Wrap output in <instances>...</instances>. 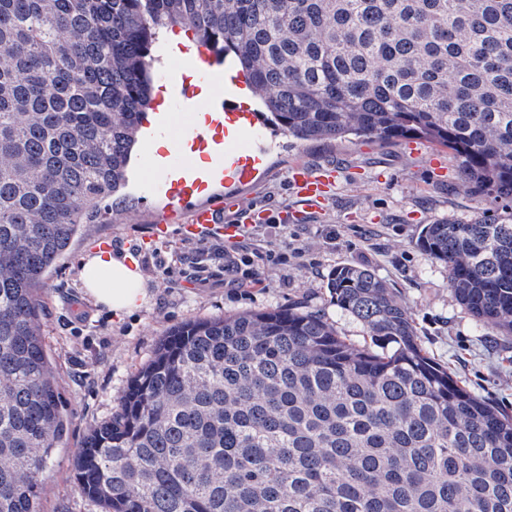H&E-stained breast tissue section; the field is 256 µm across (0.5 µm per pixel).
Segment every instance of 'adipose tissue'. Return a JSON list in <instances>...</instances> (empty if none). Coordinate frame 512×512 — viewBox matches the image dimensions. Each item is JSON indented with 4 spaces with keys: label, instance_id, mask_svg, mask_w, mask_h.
Here are the masks:
<instances>
[{
    "label": "adipose tissue",
    "instance_id": "obj_1",
    "mask_svg": "<svg viewBox=\"0 0 512 512\" xmlns=\"http://www.w3.org/2000/svg\"><path fill=\"white\" fill-rule=\"evenodd\" d=\"M80 277L86 295L120 319L146 308L153 298L138 262L126 254H86Z\"/></svg>",
    "mask_w": 512,
    "mask_h": 512
}]
</instances>
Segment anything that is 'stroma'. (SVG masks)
Instances as JSON below:
<instances>
[{"label": "stroma", "instance_id": "stroma-1", "mask_svg": "<svg viewBox=\"0 0 512 512\" xmlns=\"http://www.w3.org/2000/svg\"><path fill=\"white\" fill-rule=\"evenodd\" d=\"M265 135V169L253 187L242 191L241 211L224 216L227 223L241 224L251 208L269 214L266 224L252 229L256 284L228 288L219 273L205 285L194 280L189 257L195 244L180 230L185 209L171 218L167 238L153 241L152 226L166 211L167 200L141 189L142 172L152 162V148L143 140L135 152L141 170L129 172L111 223L85 225L50 272L39 320L68 431L43 474V512H103L82 493L74 462L85 436L115 415L130 381L173 328L196 319L297 307L363 343L362 324L330 300L327 278L339 264L369 268L386 281L412 317L425 352L476 397L512 414V336L500 335L465 309L448 285L447 266L418 245L424 225L465 221L495 207L474 191L451 151L425 141L413 151L405 140L363 138L298 146L273 130ZM297 162L314 168L336 165L340 178L333 200L303 223L290 224L281 213L300 204L289 181ZM102 242L132 253L154 293L147 309L121 321L81 286L80 260ZM269 252L284 255L285 263L267 264ZM159 257L166 259L168 271L156 268Z\"/></svg>", "mask_w": 512, "mask_h": 512}]
</instances>
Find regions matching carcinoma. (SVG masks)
<instances>
[{"label": "carcinoma", "instance_id": "carcinoma-1", "mask_svg": "<svg viewBox=\"0 0 512 512\" xmlns=\"http://www.w3.org/2000/svg\"><path fill=\"white\" fill-rule=\"evenodd\" d=\"M232 57L296 144L417 138L498 203L427 224L457 300L512 335V0H0V512H41L67 433L47 273L108 224L163 29ZM295 308L172 330L76 458L104 512H512V416L426 355L369 269Z\"/></svg>", "mask_w": 512, "mask_h": 512}]
</instances>
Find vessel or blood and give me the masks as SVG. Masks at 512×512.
<instances>
[{"mask_svg": "<svg viewBox=\"0 0 512 512\" xmlns=\"http://www.w3.org/2000/svg\"><path fill=\"white\" fill-rule=\"evenodd\" d=\"M196 80H177L167 75L170 86L168 109L157 128L158 134L184 139L185 145L171 161L151 168L144 187H167L171 205H184L201 195L211 178L243 187L253 185L259 165L266 154L264 136L257 113L248 108H228V90L220 84L219 61L210 52L200 51L193 60ZM214 155L216 165L201 172L196 155ZM338 180L335 168H308L295 163L290 183L298 198L307 206L317 207L332 199ZM235 225L221 223L218 213L208 204L196 206L190 213L182 234L188 238L200 235L233 237Z\"/></svg>", "mask_w": 512, "mask_h": 512, "instance_id": "obj_1", "label": "vessel or blood"}]
</instances>
